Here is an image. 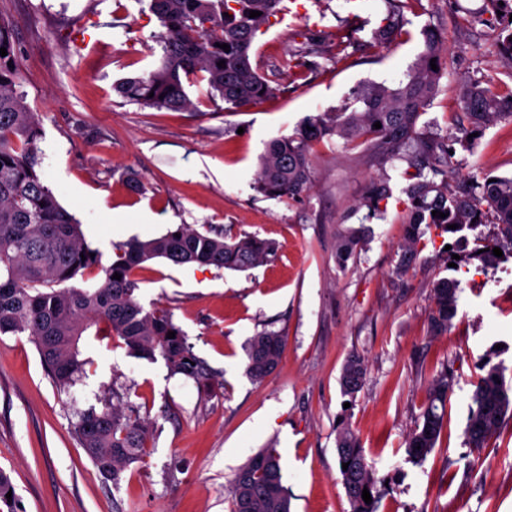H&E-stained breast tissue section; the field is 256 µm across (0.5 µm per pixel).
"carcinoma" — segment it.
<instances>
[{"instance_id": "carcinoma-1", "label": "carcinoma", "mask_w": 512, "mask_h": 512, "mask_svg": "<svg viewBox=\"0 0 512 512\" xmlns=\"http://www.w3.org/2000/svg\"><path fill=\"white\" fill-rule=\"evenodd\" d=\"M148 11L161 31L152 40L161 55V65L142 77L120 80L118 94L144 107L187 111L194 109L185 82H203L201 94L220 99L233 108L251 106L274 95L275 89L253 66L251 56L257 33L269 27L282 8V0H148ZM261 15L251 18L249 11ZM403 22L387 16L371 33L369 46L392 43L402 35ZM227 44L226 52L220 45ZM0 335L31 336L48 377L59 389H67L85 373L90 360L84 357L85 337L106 342L107 347L126 349L128 355L152 360L161 356L172 374L195 380L207 368L192 351L172 312L154 306L145 308L136 299L135 270L155 258L174 265L198 264L218 269L244 271L272 261V242L255 236L236 238L207 228L200 232L185 224L160 237L142 241L132 238L117 247L116 259L101 264L82 238L80 223L56 199L39 171L38 141L42 137L39 113L30 109L19 90V47L12 20L0 12ZM315 50H293L280 67L290 72L303 66L301 58ZM437 70H432L431 60ZM225 61V67L217 66ZM13 67H8V64ZM437 42L427 40L425 50L396 88L375 84L356 91L337 112L304 118L294 132L270 141L260 159L254 188L269 199L301 200L312 186L311 159L314 146L336 136L364 146L378 164L393 160L407 163L405 175L412 183L406 189L411 208L408 218L409 249L398 271H405L421 243L420 225L448 235L451 249L444 260L468 254L487 266L500 258L493 255L502 236L512 243V179L462 183L455 187L437 184L433 177H452L456 147L469 149L470 140L437 141L417 128L442 77ZM154 96H149V93ZM468 127L465 134L482 131L501 118L512 117V97L499 98L479 83L470 85L463 99ZM380 123L381 128L374 127ZM390 191L385 181L371 182L362 201L365 219L380 217ZM437 210L447 214L432 215ZM458 228L452 229L450 225ZM492 224L498 236L468 232ZM364 241L363 232L350 231L336 242L341 260L349 258ZM120 274L121 279L113 278ZM458 280L443 277L432 287L431 327L448 329L457 312ZM175 338H167L169 332ZM285 341L275 331L253 336L246 350V374L261 381L278 365ZM366 367L360 355L350 354L341 375V392L354 396L363 386ZM454 377L444 371L430 384L421 420L409 434L405 451L422 463L436 447L444 422L448 390ZM512 419V383L504 368L491 365L471 395L464 429L465 442L480 449ZM72 433L85 449L102 477L118 485L123 472L144 454L149 437L136 411L124 413L104 401L82 412ZM340 471L351 512H377V479L368 463L359 437L347 426L336 438ZM368 489L372 502L362 498ZM10 477L0 471V507L16 512ZM231 512H291L288 492L282 483L281 457L268 446L251 455L235 475Z\"/></svg>"}]
</instances>
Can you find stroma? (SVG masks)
Instances as JSON below:
<instances>
[{
  "label": "stroma",
  "mask_w": 512,
  "mask_h": 512,
  "mask_svg": "<svg viewBox=\"0 0 512 512\" xmlns=\"http://www.w3.org/2000/svg\"><path fill=\"white\" fill-rule=\"evenodd\" d=\"M143 8L142 0H0L22 52L21 89L42 117L46 185L105 264L115 245L177 224L256 235L275 243L277 257L244 272L160 259L137 270L138 300L171 310L209 370L204 380L92 341L85 374L60 391L30 336L0 335V470L20 512H231L238 468L270 444L291 512H351L336 453L343 424L375 469L378 512H512V420L479 450L463 436L480 359L512 380V258L445 271L444 239L426 227L421 250L398 272L409 205L404 165L374 164L336 137L316 148L309 197L267 199L253 188L266 143L306 116L338 111L362 86L398 83L429 30L440 38L444 71L418 126L441 140L461 135L468 85L482 81L512 96V56L499 46L512 18L490 0H412L405 36L368 50L386 0H290L253 51L254 64L276 75V94L229 110L193 85L194 110L174 112L114 89L159 62L151 50L158 25ZM340 34L351 42L342 60L329 51ZM308 42L324 49L315 68L299 77L280 70L284 53ZM457 161L460 179L512 177V119L485 129ZM380 177L390 188L387 210L367 223L357 204ZM360 225L361 249L340 260L338 237ZM446 275L459 282L457 313L437 333L431 289ZM264 330L282 333L287 345L258 383L245 373L246 347ZM354 351L367 374L349 400L339 378ZM446 368L456 384L440 438L424 462L412 463L405 438ZM115 390L150 433L142 461L116 486L71 433L81 412Z\"/></svg>",
  "instance_id": "1"
}]
</instances>
